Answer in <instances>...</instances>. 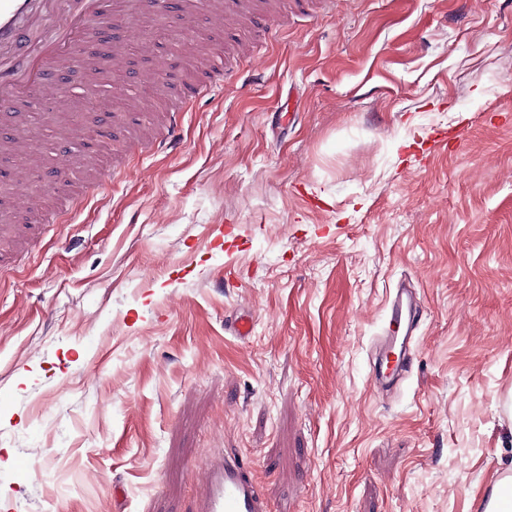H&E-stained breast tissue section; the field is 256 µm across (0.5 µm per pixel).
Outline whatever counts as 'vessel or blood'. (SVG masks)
I'll use <instances>...</instances> for the list:
<instances>
[{
    "instance_id": "vessel-or-blood-1",
    "label": "vessel or blood",
    "mask_w": 512,
    "mask_h": 512,
    "mask_svg": "<svg viewBox=\"0 0 512 512\" xmlns=\"http://www.w3.org/2000/svg\"><path fill=\"white\" fill-rule=\"evenodd\" d=\"M168 0H112L114 26L134 30L144 12L165 13ZM239 0H181L180 13L209 21L237 15ZM104 16L101 0H0V117L13 118L16 110L56 98L52 73L73 70L87 73L76 61L74 48L96 34ZM418 327V301L397 288L382 328V345L375 362L374 381L395 387L413 360L410 346ZM206 494L202 512H273L253 479L247 459L231 452L223 460L206 461Z\"/></svg>"
}]
</instances>
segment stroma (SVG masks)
Listing matches in <instances>:
<instances>
[{
  "label": "stroma",
  "mask_w": 512,
  "mask_h": 512,
  "mask_svg": "<svg viewBox=\"0 0 512 512\" xmlns=\"http://www.w3.org/2000/svg\"><path fill=\"white\" fill-rule=\"evenodd\" d=\"M124 80L240 59L182 145L70 73L1 122L55 171L61 125L127 171L76 211L0 207V502L13 512H197L206 454L240 451L275 512H484L512 467V0H302L251 27L145 19ZM415 288L406 378L371 381L389 292ZM253 321L251 336L224 330Z\"/></svg>",
  "instance_id": "obj_1"
}]
</instances>
